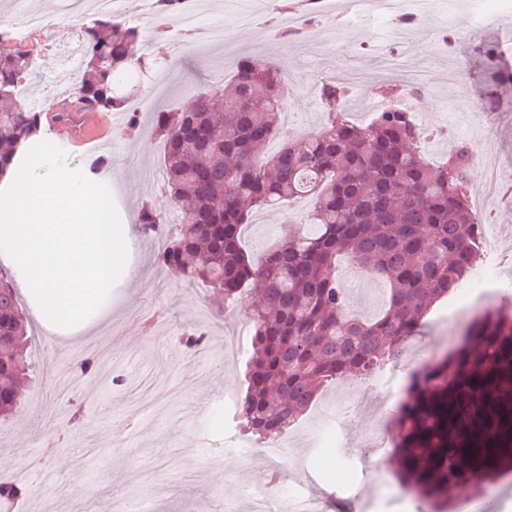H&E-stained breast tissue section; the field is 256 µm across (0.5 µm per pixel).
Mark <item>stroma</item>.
Wrapping results in <instances>:
<instances>
[{"label": "stroma", "instance_id": "obj_1", "mask_svg": "<svg viewBox=\"0 0 512 512\" xmlns=\"http://www.w3.org/2000/svg\"><path fill=\"white\" fill-rule=\"evenodd\" d=\"M233 0H218L205 13L208 25H220L234 47L233 57L195 40L182 46L172 63L179 77L166 85L154 109H180L190 104L186 85L209 87L213 76L231 74L236 60L249 55L276 63L288 75L291 96L288 122L298 132L318 127L322 117L317 85L336 66L364 72L351 93L350 118L362 122L364 98L377 97L381 86L400 81L375 51L387 28L378 15H359L350 0H337L336 20L319 18L291 39L264 35L235 26ZM403 40L398 56L418 63L421 94L413 106L427 125L447 127L448 135L427 151L433 163L444 162L453 143L474 151L470 195L480 198L485 166L500 176L492 211L499 227V246L485 256L512 279V0H430L412 23L395 21ZM497 61L507 78L488 80V64ZM140 132L113 134L111 165L98 186L112 194L115 223L135 222L142 204L164 220L173 205L150 181L161 166L163 143L152 114L139 115ZM310 199L293 201L283 210L266 213L244 234L251 254L287 231L304 224ZM157 245L132 236L130 258L144 282L117 279L112 284V316L93 335L68 340L28 324L25 354L32 373L18 413L0 421V476L26 480L30 512H111L109 487L120 483L126 497L152 502L154 512H250L247 486L265 481L271 470L262 449L239 427L237 399L244 361L218 370L225 331L247 323L246 305L229 307L214 316L203 283H186L154 263ZM349 306L370 318L383 307L385 285L351 265L339 272ZM470 297L450 292L428 310L417 344L434 350L442 337L461 331L471 318ZM201 326L209 333L206 346L185 355L174 342L184 330ZM92 361L86 375L77 368ZM380 389H392L384 418L358 416L343 425L339 406L344 383L327 388L285 438L288 460L281 472L284 485L317 487L324 512H428L427 505L407 494L399 480L402 468L396 451L379 458L369 442L379 423L394 426L406 382L382 372ZM81 410L80 434L62 428L67 412ZM66 465H59V457Z\"/></svg>", "mask_w": 512, "mask_h": 512}]
</instances>
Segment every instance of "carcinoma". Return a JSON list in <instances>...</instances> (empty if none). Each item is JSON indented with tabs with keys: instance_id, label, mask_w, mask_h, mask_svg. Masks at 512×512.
<instances>
[{
	"instance_id": "carcinoma-1",
	"label": "carcinoma",
	"mask_w": 512,
	"mask_h": 512,
	"mask_svg": "<svg viewBox=\"0 0 512 512\" xmlns=\"http://www.w3.org/2000/svg\"><path fill=\"white\" fill-rule=\"evenodd\" d=\"M182 0H157L161 18ZM84 70L71 92L98 112H124L138 89L120 90L130 59L143 54L137 27L111 14L80 28ZM32 74L31 50L0 49V179L15 171L17 151L41 144L43 113L27 108L18 87ZM233 93L196 92L189 108L153 113L163 141L160 190L178 212L175 228L145 204L137 232L162 242L155 261L187 283L211 290L219 315L257 288L248 314L252 351L239 426L257 444L274 441L328 386L381 371L422 325L436 300L477 266L479 220L469 200L473 151L459 143L448 159L425 157L424 132L392 105L413 87L386 85L385 105L367 124L349 119V86L319 85L320 126L299 134L284 124L290 89L271 61L244 56ZM314 200L310 222L288 230L254 259L242 246L253 217L298 197ZM347 261L388 286L382 311L350 312L339 280ZM451 358L417 370L397 413L398 447L406 455V490L433 506L452 500L467 476L512 462V315L485 310L469 324ZM207 338L186 330L188 351ZM25 315L11 271L0 268V417L18 408L28 365ZM24 488L0 481V512H12Z\"/></svg>"
}]
</instances>
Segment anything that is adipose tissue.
I'll use <instances>...</instances> for the list:
<instances>
[{
  "label": "adipose tissue",
  "mask_w": 512,
  "mask_h": 512,
  "mask_svg": "<svg viewBox=\"0 0 512 512\" xmlns=\"http://www.w3.org/2000/svg\"><path fill=\"white\" fill-rule=\"evenodd\" d=\"M128 227L112 199L52 154L0 184V263L12 269L34 322L62 338L92 334L117 276L136 281Z\"/></svg>",
  "instance_id": "ef3b65f1"
}]
</instances>
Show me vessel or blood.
I'll list each match as a JSON object with an SVG mask.
<instances>
[{
    "label": "vessel or blood",
    "mask_w": 512,
    "mask_h": 512,
    "mask_svg": "<svg viewBox=\"0 0 512 512\" xmlns=\"http://www.w3.org/2000/svg\"><path fill=\"white\" fill-rule=\"evenodd\" d=\"M56 109L73 115V122L50 120L56 144L73 154H86L106 142L112 133L115 120L112 114L102 113L83 107L68 95H59Z\"/></svg>",
    "instance_id": "vessel-or-blood-1"
}]
</instances>
